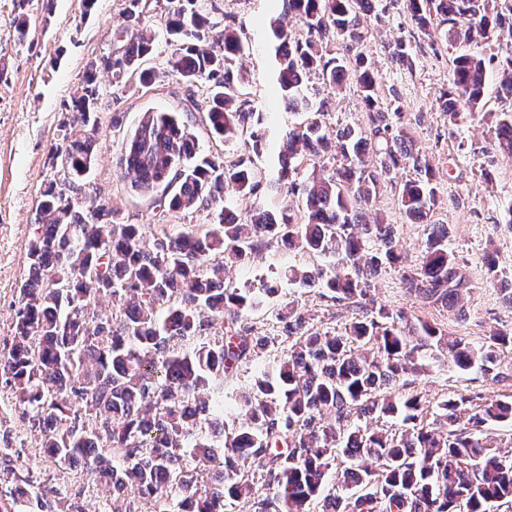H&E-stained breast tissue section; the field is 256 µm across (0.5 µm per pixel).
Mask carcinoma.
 <instances>
[{
  "instance_id": "cac0c4a2",
  "label": "carcinoma",
  "mask_w": 512,
  "mask_h": 512,
  "mask_svg": "<svg viewBox=\"0 0 512 512\" xmlns=\"http://www.w3.org/2000/svg\"><path fill=\"white\" fill-rule=\"evenodd\" d=\"M416 27L430 35L433 20L446 26L449 43L490 38L512 31V5L497 0H406ZM144 0H124L125 25L113 34L110 56L88 66L71 97L70 122L60 125L61 147L53 164L69 176L68 190L47 183L40 193L36 224L27 243V269L20 307L0 371L12 390L21 419L40 435L53 462L90 463V475L109 479L111 512H138L136 495H149L158 512H224V500L254 501L257 512H494L512 505V433L489 445L481 438L488 424L512 427V401L455 393L437 403L443 429L421 423L427 399L400 389L406 375L425 372V361H448L495 378L499 351L512 346V331L494 328L480 344L445 334L402 312L371 305L370 290L385 266L400 263L389 224L363 222V209L395 170L410 168L400 203L412 221L426 219L437 204L435 171L413 138L384 111L377 98L371 64L357 48L363 41L359 14L372 0H282L299 17L303 39L273 30L277 84L284 109L306 121L288 126L277 153L280 179L305 157L337 149L339 165L288 193L274 208L260 201L262 180L252 156L267 148L261 118L244 98V76L232 64L244 43L235 17L224 28L197 0H172L166 30L174 49L170 74L185 83L208 82L214 93L206 105L213 132L229 140L241 134L244 154L226 165L220 157L196 155L188 124L169 113L147 112L127 139L121 166L133 174L141 194L162 190L155 204L169 211H219V224L171 234L157 225L152 246L141 225L126 224L118 212L94 200L79 201L81 176L95 162L99 129L98 68L112 74L120 89L132 79L143 87L154 74L143 67L155 34L147 26ZM341 41V52L328 50ZM392 63L410 68L411 48L398 41ZM500 98L512 102V56L498 61ZM485 59L462 54L453 59L450 88L439 99L448 119L467 109L480 111L485 93ZM319 73L334 89L354 82L368 108L365 127L337 131L336 145L322 134L325 112L307 85ZM494 139L512 151V114L495 123ZM252 197L257 204L242 218L226 213V196ZM310 256L334 255L337 266L311 273L291 269L297 283L319 282L322 297L357 312L345 331H311L290 302L276 314L288 351L271 370L241 394L245 426L226 435L213 418L216 409L198 393H221L235 366L264 350L270 337L255 332L248 316L260 305L251 291L224 283V266L250 259L266 239ZM489 279L512 303V283L498 276L486 257ZM402 282L433 306L465 312L461 295L472 285L448 251V228L430 225L418 267L403 271ZM112 298L115 313L92 315L87 296ZM230 324L229 340L195 343L217 324ZM329 410L334 422L322 420ZM402 418L394 432L362 427L358 418ZM208 423L209 437L193 439ZM194 441L187 460L183 448ZM122 460L115 465L114 458ZM482 464L472 480L462 464ZM208 467L212 481L201 486L197 470ZM83 512L80 496L64 497L31 474L18 475L0 495V512Z\"/></svg>"
}]
</instances>
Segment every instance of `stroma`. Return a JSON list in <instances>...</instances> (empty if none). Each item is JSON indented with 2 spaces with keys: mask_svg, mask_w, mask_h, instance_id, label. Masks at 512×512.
<instances>
[{
  "mask_svg": "<svg viewBox=\"0 0 512 512\" xmlns=\"http://www.w3.org/2000/svg\"><path fill=\"white\" fill-rule=\"evenodd\" d=\"M198 2L212 21L233 14L242 30L248 49L233 68L245 75L244 91L260 112L269 143L253 163L264 182L277 183L275 147L289 124L301 122L302 117L284 112L274 94L277 72L270 24L281 21L295 38L305 37L306 30L297 17L282 14L280 0ZM373 3L374 10L362 18L367 35L361 50L376 71L381 102L400 100L404 128L436 169L439 205L433 219L447 225L448 247L470 278L472 289L463 300L466 316L462 319L411 295L392 268L376 279L372 294L379 304L405 311L410 318L422 319L476 344L489 329L512 330V304L490 282L485 266L486 256L494 255L499 271L512 276V225L505 221L506 209L512 204V155L494 149L490 136V127L505 105L497 95L496 81H489L482 111L462 113L452 125L439 107V96L448 87L457 55L467 52L504 58L512 54V34L480 38L464 46L442 41L433 47L418 31L404 0ZM169 8L168 0H147L145 18L156 34L153 52L146 61L156 73L153 85L131 84L116 98L110 72L98 74L101 98L108 107L99 114L98 155L84 180L87 193L117 210L124 222L142 225L148 238L156 224L179 230L187 224H214L216 215L211 210L162 214L153 197L132 189L131 178L121 168L119 158L144 113L171 112L186 117L201 154L220 155L231 163L244 148L242 138L227 141L211 134L204 111L210 96L207 84L189 87L170 75L172 47L164 32ZM122 9L123 0H95L90 8L85 0H26L22 5L17 0H0V352L10 345L20 306L27 242L36 220L40 191L46 182L53 180L61 185L66 181L63 169L50 161L59 126L69 115L68 104L87 64L111 51L113 32L124 21ZM21 12L31 21L23 39L16 30ZM397 39L412 49L411 68L391 64L388 58L386 46ZM309 83L327 103L328 135H335L345 126L357 129L366 124V110L356 84L337 92L314 74ZM193 102L198 105L194 111L189 108ZM116 112L122 116L117 128L112 125ZM409 177V170L398 171L394 181L381 188L374 205L375 212L392 224L408 269L419 263L429 232L428 225L408 220L399 207V184ZM308 263L328 269L334 260L302 256L273 239L255 259L227 270L226 278L234 286L251 289L262 297V306L251 318L258 332L278 335L275 311L284 301L294 302L313 315L315 328L324 331H343L352 321L353 311L322 299L318 284L303 286L289 281L290 267ZM269 285L278 288L277 296H264L263 290ZM282 348L279 342L269 346L234 369L225 381V430L238 426L241 419L239 393L271 365ZM499 360L501 375L496 379L476 369L460 372L434 362L428 373L415 377L413 386L433 402L460 392L481 395L486 401L509 400L512 350L504 349ZM8 395V387L0 380V439H7L17 449L18 467L51 478L61 494H79L85 512H108L107 486L90 478L86 464L53 463Z\"/></svg>",
  "mask_w": 512,
  "mask_h": 512,
  "instance_id": "35a3bbf8",
  "label": "stroma"
}]
</instances>
